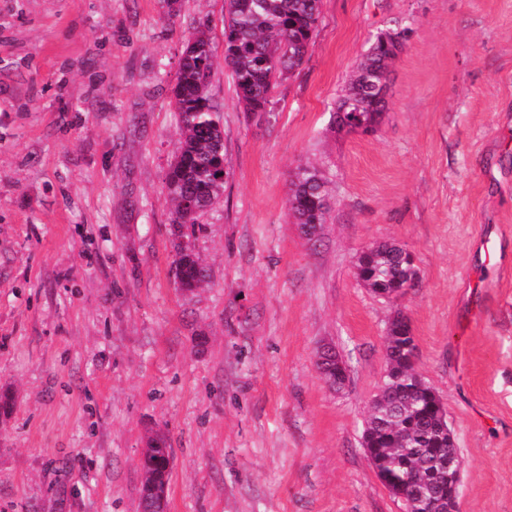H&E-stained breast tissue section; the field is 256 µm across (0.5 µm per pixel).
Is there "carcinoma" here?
Here are the masks:
<instances>
[{"label": "carcinoma", "mask_w": 512, "mask_h": 512, "mask_svg": "<svg viewBox=\"0 0 512 512\" xmlns=\"http://www.w3.org/2000/svg\"><path fill=\"white\" fill-rule=\"evenodd\" d=\"M320 20L321 0H224V65L245 111H274L278 82L303 64ZM403 44L402 31L376 36L337 104L339 126H344V113L366 131L381 122L385 108L373 106L369 97L376 85L387 83L389 65ZM215 53L206 26L194 27L179 58L173 89L180 137L165 189L173 205L171 234L192 243L202 230L198 216L219 198L227 176L223 116L209 94ZM287 203L300 226L325 223L327 192L319 170L307 166L293 175ZM356 267L358 278L379 295L401 293L417 279L413 258L390 243L367 249ZM207 278L195 247L176 251L174 279L179 288L192 291ZM409 333L407 317L397 316L387 336L386 380L363 433L367 457L396 498L445 484L441 469L448 455L458 454L448 422L439 417L434 391L410 359ZM170 456L164 433L147 437L140 512H165Z\"/></svg>", "instance_id": "cac0c4a2"}]
</instances>
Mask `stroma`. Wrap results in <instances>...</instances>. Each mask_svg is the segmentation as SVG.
<instances>
[{
	"mask_svg": "<svg viewBox=\"0 0 512 512\" xmlns=\"http://www.w3.org/2000/svg\"><path fill=\"white\" fill-rule=\"evenodd\" d=\"M177 7L0 0V512H138L155 431L167 512H404L362 446L400 313L463 461L459 512H512V0H322L269 115L245 112L216 56L228 176L198 218L209 278L190 293L172 272L170 102L193 26L223 48L224 0ZM391 30L407 37L380 125L338 128ZM306 164L328 189L313 242L287 206ZM485 224L497 265L461 339ZM384 242L418 271L395 298L355 275Z\"/></svg>",
	"mask_w": 512,
	"mask_h": 512,
	"instance_id": "stroma-1",
	"label": "stroma"
}]
</instances>
